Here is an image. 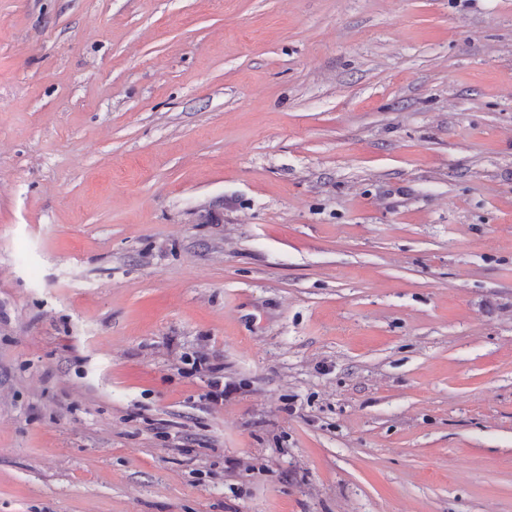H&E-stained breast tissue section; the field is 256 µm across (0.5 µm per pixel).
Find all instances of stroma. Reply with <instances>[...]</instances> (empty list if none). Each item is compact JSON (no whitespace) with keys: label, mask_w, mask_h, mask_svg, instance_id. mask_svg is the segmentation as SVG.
<instances>
[{"label":"stroma","mask_w":512,"mask_h":512,"mask_svg":"<svg viewBox=\"0 0 512 512\" xmlns=\"http://www.w3.org/2000/svg\"><path fill=\"white\" fill-rule=\"evenodd\" d=\"M0 512H512V0H0Z\"/></svg>","instance_id":"1"}]
</instances>
